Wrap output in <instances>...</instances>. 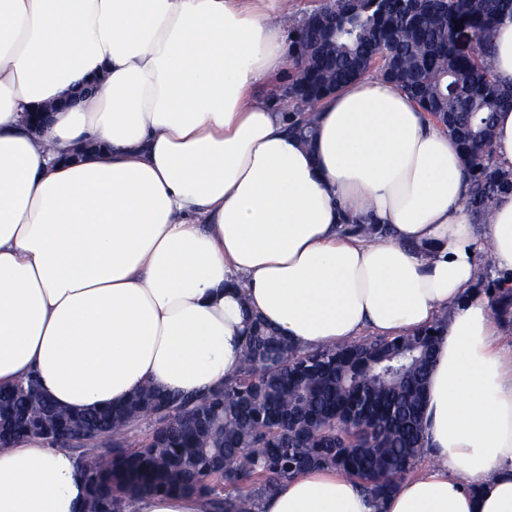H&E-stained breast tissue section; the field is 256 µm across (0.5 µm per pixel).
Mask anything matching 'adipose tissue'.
Instances as JSON below:
<instances>
[{
	"label": "adipose tissue",
	"mask_w": 512,
	"mask_h": 512,
	"mask_svg": "<svg viewBox=\"0 0 512 512\" xmlns=\"http://www.w3.org/2000/svg\"><path fill=\"white\" fill-rule=\"evenodd\" d=\"M290 3L0 0V389L34 375L58 407H115L223 384L250 313L301 349L443 318L425 463L380 505L313 469L255 512H512V340L472 291L488 267L512 285V195L475 224L447 129L377 73L325 100L303 149L252 94L290 65ZM85 496L64 445L0 448V512Z\"/></svg>",
	"instance_id": "1"
}]
</instances>
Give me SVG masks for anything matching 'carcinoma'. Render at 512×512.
I'll use <instances>...</instances> for the list:
<instances>
[{
  "mask_svg": "<svg viewBox=\"0 0 512 512\" xmlns=\"http://www.w3.org/2000/svg\"><path fill=\"white\" fill-rule=\"evenodd\" d=\"M392 0L382 13L372 0H336L331 29L305 32L317 57L289 76L341 88L378 66L412 95L459 147L467 182L465 205L486 217L512 194V169L493 159L495 114L512 105L497 83L491 47L499 21L512 18V0ZM475 46L452 39L457 24ZM298 32L292 66L299 64ZM314 113L288 117L303 143L315 137ZM493 290L498 316L512 320V287ZM444 321L411 334L303 352L254 318L237 374L217 388L182 394L147 388L125 406L82 414L60 411L38 380L0 390V442L63 433L83 463L89 512H120L129 492H193L211 512H253L278 483L310 468L328 467L357 479L376 500L393 492L423 453L422 416L435 345ZM164 404L173 417L143 439L129 423Z\"/></svg>",
  "mask_w": 512,
  "mask_h": 512,
  "instance_id": "carcinoma-1",
  "label": "carcinoma"
}]
</instances>
